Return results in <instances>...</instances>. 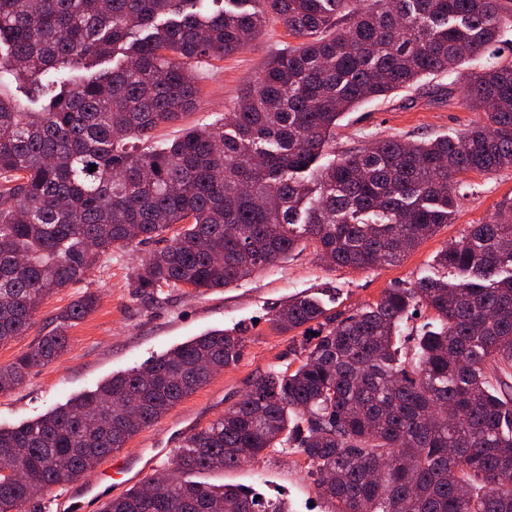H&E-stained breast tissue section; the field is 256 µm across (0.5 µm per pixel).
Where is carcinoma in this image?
<instances>
[{
    "mask_svg": "<svg viewBox=\"0 0 512 512\" xmlns=\"http://www.w3.org/2000/svg\"><path fill=\"white\" fill-rule=\"evenodd\" d=\"M0 0V76L29 81L41 111L0 95V345L45 298L136 238L172 243L137 287L212 290L307 247L330 267L394 265L459 204L460 177L512 168V64L484 57L512 19L501 0ZM301 43L220 121L146 145L196 108V68L235 53L270 19ZM124 60L111 62L117 55ZM470 62L461 104L484 114L457 137H388L325 165L337 121L361 104ZM86 71L60 81L57 66ZM96 166L89 172L90 166ZM453 280L387 289L349 315L298 294L270 318L316 333L256 376L224 416L190 434L166 476L100 512H288L186 479L295 448L336 512H512V202L436 255ZM97 306L84 291L57 325L0 367V393L66 349ZM433 328L401 359L405 316ZM245 329L213 330L118 373L43 418L0 429V512L78 479L211 377L236 365ZM298 365H293V362Z\"/></svg>",
    "mask_w": 512,
    "mask_h": 512,
    "instance_id": "1",
    "label": "carcinoma"
}]
</instances>
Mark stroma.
Segmentation results:
<instances>
[{
    "label": "stroma",
    "mask_w": 512,
    "mask_h": 512,
    "mask_svg": "<svg viewBox=\"0 0 512 512\" xmlns=\"http://www.w3.org/2000/svg\"><path fill=\"white\" fill-rule=\"evenodd\" d=\"M296 43L281 24L273 22L247 48L199 64L196 109L182 121L157 127L153 144L179 137L186 127L222 118L272 59ZM471 72L466 63L453 72L423 79L420 89L396 92L347 112L334 131V148L341 154L391 136L426 140L463 132L482 118L481 113L460 105ZM508 198H512V168L490 176L471 173L463 178L453 222L425 239L399 264L330 269L308 248L273 269L225 288H167L157 297L140 292L135 273L143 260L170 240L131 242L113 251L111 263L47 298L32 331L0 346L3 367L28 350L37 336L52 329L56 315L84 291L99 295L96 310L68 329L65 353L48 365L33 368L13 391L0 394V429L34 422L71 398L96 390L112 375L155 359L178 344L213 330L245 327L247 341L239 363L213 374L159 422L134 436L121 454L132 457L165 444L172 429L189 420L195 428H203L237 402L260 372L292 360L302 339L300 332L276 331L269 321L290 296L311 295L330 311H348L378 300L389 288L438 277L436 253L460 240L470 225L490 222ZM194 479L213 486L240 484L268 497H284L289 512L335 509L334 503L319 494L305 458L293 448L261 455L239 467L198 473Z\"/></svg>",
    "instance_id": "1"
}]
</instances>
